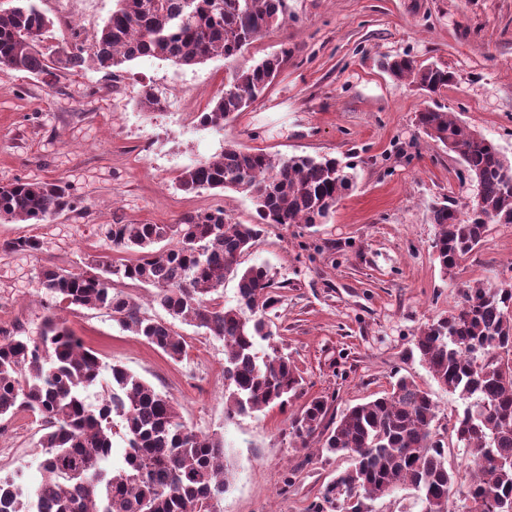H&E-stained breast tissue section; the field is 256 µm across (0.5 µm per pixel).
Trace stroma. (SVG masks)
<instances>
[{"instance_id":"35a3bbf8","label":"stroma","mask_w":512,"mask_h":512,"mask_svg":"<svg viewBox=\"0 0 512 512\" xmlns=\"http://www.w3.org/2000/svg\"><path fill=\"white\" fill-rule=\"evenodd\" d=\"M35 2L54 22L50 46L69 40L75 22L96 34L116 7V0ZM286 12L287 22L240 59L248 66L284 47L281 72L220 133L197 118L224 93L220 56L190 67L142 57L112 74L89 65L54 77L0 68V184L62 179L77 199L75 211L47 224L0 223V246L19 237L40 242L34 253L0 249L3 331L40 326L48 313L41 269L75 271L106 252L107 225L173 224L214 208L230 222L250 223L254 207L244 194L178 187L186 166L225 145L334 157L355 176L323 223L263 225L240 257L244 268L268 266L280 286L273 343L303 378L286 409L226 418L224 343L204 330L174 322L187 342L175 362L107 311L63 312L104 363L174 397L189 426L223 436L231 476L217 512H309L350 460L322 450L320 435L296 442L292 416L322 396L323 423L335 425L349 406L403 376L431 394L448 468L466 475L471 458L452 432L462 404L433 379L414 337L457 309L464 282L496 283L512 273V224L491 225L458 271L441 270L431 207L467 203L476 187L458 156L416 124L419 110L440 106L512 159V0H286ZM395 56L446 67L453 80L426 95L381 68ZM148 91L164 99L163 111L140 108ZM40 436L28 412L0 421L1 477H37Z\"/></svg>"}]
</instances>
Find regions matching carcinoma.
<instances>
[{"mask_svg":"<svg viewBox=\"0 0 512 512\" xmlns=\"http://www.w3.org/2000/svg\"><path fill=\"white\" fill-rule=\"evenodd\" d=\"M0 12V65L37 74L90 64L112 73L140 57L177 67L215 56L234 63L255 41L285 23V0H116V8L86 44L42 51L54 22L34 4ZM288 48L259 62L230 69L224 95L199 123L217 131L245 111L280 73ZM397 80L429 93L453 75L406 57L385 63ZM427 137L457 154L478 181L479 198L462 212L432 207L433 248L444 272L456 270L486 238L492 224H512V161L481 134L448 112L416 114ZM187 193L231 189L255 206L251 224H232L224 210L184 215L176 224H111L106 238L114 259L97 256L86 269L41 271L46 294L71 307L105 309L122 330L170 359L186 356L184 338L171 324L142 309L140 299L117 289L131 283L152 289L168 315L224 341L227 414L284 409L302 389V377L271 339L267 313L280 302L265 265L238 270L261 224H320L353 185L335 158L287 159L235 145L201 159L178 178ZM75 210L64 181L17 178L0 186V222L43 224ZM163 247L156 248V245ZM238 278V304L221 302L224 280ZM415 347L434 380L463 404L452 424L458 447L473 458L469 477L448 471L433 422L437 406L414 380L401 377L392 391L352 406L323 437L322 448L352 459L330 481L313 512H363L367 502L400 485L418 492L422 512H448L450 497L470 502L468 512H512V283L475 281L462 287L458 309L425 327ZM18 410L37 416L44 448L39 479L0 477V512H216L229 485L224 442L189 427L170 395L119 364L103 363L54 313L37 337L0 338V419ZM327 401L315 397L291 418L295 438L306 443L321 426ZM124 442L123 465L108 468L114 437Z\"/></svg>","mask_w":512,"mask_h":512,"instance_id":"cac0c4a2","label":"carcinoma"}]
</instances>
